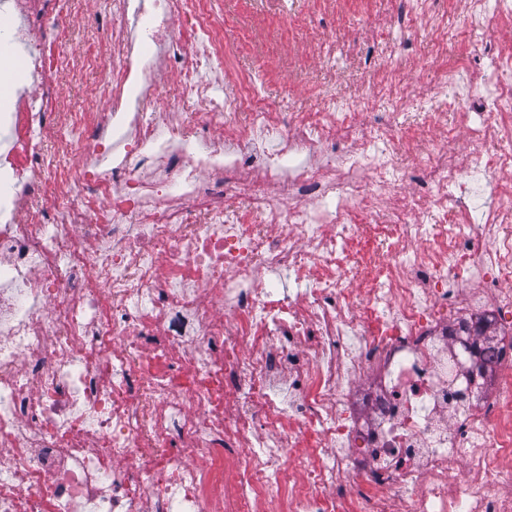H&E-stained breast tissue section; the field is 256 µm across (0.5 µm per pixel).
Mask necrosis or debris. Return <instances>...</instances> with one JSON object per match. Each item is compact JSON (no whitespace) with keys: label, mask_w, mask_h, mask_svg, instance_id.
<instances>
[{"label":"necrosis or debris","mask_w":512,"mask_h":512,"mask_svg":"<svg viewBox=\"0 0 512 512\" xmlns=\"http://www.w3.org/2000/svg\"><path fill=\"white\" fill-rule=\"evenodd\" d=\"M112 14L90 60L68 0H0V512H512V50L443 69L447 112L401 133L361 121L402 109L400 69L284 113L229 77L214 0ZM97 74L86 68L80 80L72 79L68 72L60 75V109L63 112H79L84 103L94 96L97 86Z\"/></svg>","instance_id":"obj_1"}]
</instances>
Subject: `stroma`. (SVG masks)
I'll return each mask as SVG.
<instances>
[{"label": "stroma", "instance_id": "obj_1", "mask_svg": "<svg viewBox=\"0 0 512 512\" xmlns=\"http://www.w3.org/2000/svg\"><path fill=\"white\" fill-rule=\"evenodd\" d=\"M71 26L62 44L68 55L95 56L97 46L88 28H108L113 24L110 0H69ZM413 0H341L338 11L313 5L312 0H281L276 13H269L263 0H223L224 41L233 45L250 35L256 15H263L266 27L277 34L281 54L298 53L306 58L303 72L282 82L277 72H270L264 94L272 104L289 99L295 112L326 109L322 93L328 81H336L341 99H348L362 81L381 74L390 56H397L400 68L410 78L412 102L397 121L415 124L420 113L444 112L448 103L441 97L422 98L433 71L461 63L476 65L492 46L512 42V30L489 29L469 33L448 28L441 48H434L433 35L422 21L404 26L403 16L413 9ZM299 18L308 34L296 42L283 23L284 16ZM336 31L335 42L324 41L328 31Z\"/></svg>", "mask_w": 512, "mask_h": 512}]
</instances>
